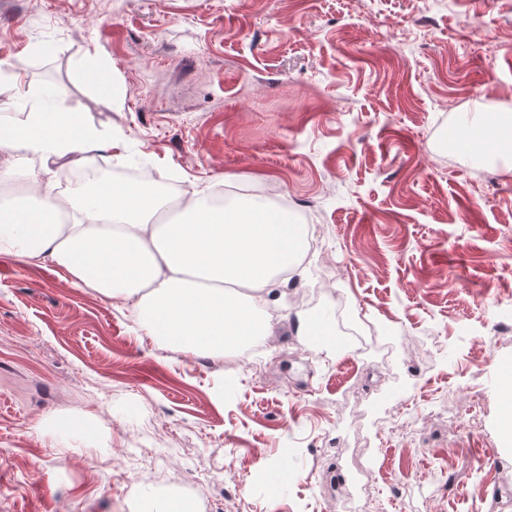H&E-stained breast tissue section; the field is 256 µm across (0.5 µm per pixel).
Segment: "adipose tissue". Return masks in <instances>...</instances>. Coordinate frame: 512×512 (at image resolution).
Instances as JSON below:
<instances>
[{
    "label": "adipose tissue",
    "mask_w": 512,
    "mask_h": 512,
    "mask_svg": "<svg viewBox=\"0 0 512 512\" xmlns=\"http://www.w3.org/2000/svg\"><path fill=\"white\" fill-rule=\"evenodd\" d=\"M0 98L23 102L22 120L0 123V185L21 180L33 189L0 207V254L65 268L74 286L134 301L146 335L191 351L223 354L268 335L257 302L281 272L297 268L305 225L288 211L252 196L216 207L205 191H188L177 213L150 180L131 186L112 180L67 195L36 180L27 165L65 157L88 166V155L116 140L86 121L63 99L15 73ZM80 213L76 224L61 211Z\"/></svg>",
    "instance_id": "1"
}]
</instances>
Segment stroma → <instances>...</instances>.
Instances as JSON below:
<instances>
[{
  "label": "stroma",
  "instance_id": "obj_1",
  "mask_svg": "<svg viewBox=\"0 0 512 512\" xmlns=\"http://www.w3.org/2000/svg\"><path fill=\"white\" fill-rule=\"evenodd\" d=\"M17 70L120 139L113 180L135 152L172 198L283 195L318 247L221 359L0 256V512H139L155 486L195 512H512V128L455 143L512 119V0H0ZM392 386L399 427L371 410Z\"/></svg>",
  "mask_w": 512,
  "mask_h": 512
}]
</instances>
